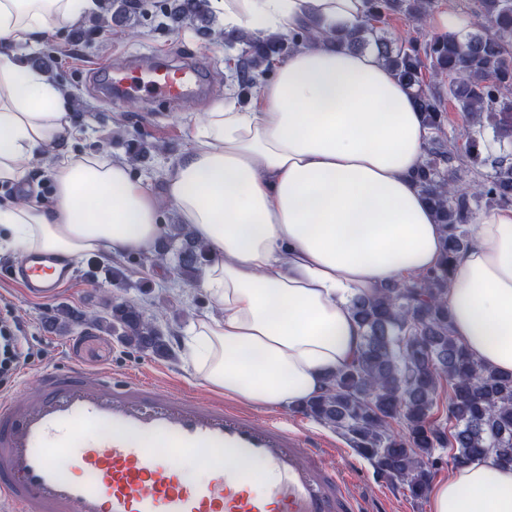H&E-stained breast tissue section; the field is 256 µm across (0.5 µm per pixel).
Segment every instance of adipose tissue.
I'll return each instance as SVG.
<instances>
[{"instance_id": "1", "label": "adipose tissue", "mask_w": 512, "mask_h": 512, "mask_svg": "<svg viewBox=\"0 0 512 512\" xmlns=\"http://www.w3.org/2000/svg\"><path fill=\"white\" fill-rule=\"evenodd\" d=\"M95 0H0V184L25 186L47 157L49 201L0 203V246L72 261L151 255L163 211L210 249L211 310L185 332L196 375L246 405L290 408L323 392L357 355L348 302L426 274L439 227L416 173L427 129L373 53L336 47L365 0H212L225 32H323L274 66L247 108L222 104L168 168L164 195L128 163L71 152L68 98L18 46L96 10ZM451 328L489 368L512 372V206L483 214L455 258ZM430 512H512V468L475 459L434 485Z\"/></svg>"}]
</instances>
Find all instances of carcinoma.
Masks as SVG:
<instances>
[{"instance_id": "1", "label": "carcinoma", "mask_w": 512, "mask_h": 512, "mask_svg": "<svg viewBox=\"0 0 512 512\" xmlns=\"http://www.w3.org/2000/svg\"><path fill=\"white\" fill-rule=\"evenodd\" d=\"M360 25L336 42L352 49H376L385 64L415 97L434 136L425 147L418 180L441 225L442 253L436 267L412 282H395L371 296L350 299L362 329L357 357L326 378L322 395L297 407L298 412L331 427L372 466L407 486L421 499L438 470L437 449H448L457 468L475 457L512 467V374L485 368L451 330L448 286L452 262L469 242L468 223L481 206L512 205V0H477V21L464 33L409 35L397 42L380 25L395 14L422 21L437 0H370ZM177 22L191 20L195 30L212 35L209 0H174ZM318 24L288 38L227 34L241 46L234 63L238 87L248 90L259 76L273 74L276 60L313 36ZM448 77V97L467 121L465 145L445 137L443 95L425 88V73ZM490 121L503 155L492 171L477 172L462 186L454 177L463 159H480L484 121ZM175 258L179 279L191 281L206 258L207 247L184 224L171 225L153 258ZM87 319L125 345L163 357L164 334L155 319L127 301H114L104 315L90 317L69 308L57 310L54 324L65 327ZM448 383V428L431 420L443 383Z\"/></svg>"}]
</instances>
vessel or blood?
<instances>
[{
    "label": "vessel or blood",
    "mask_w": 512,
    "mask_h": 512,
    "mask_svg": "<svg viewBox=\"0 0 512 512\" xmlns=\"http://www.w3.org/2000/svg\"><path fill=\"white\" fill-rule=\"evenodd\" d=\"M102 80L122 96L142 88L175 103L202 89L207 75L196 64L108 67ZM12 278L45 297L71 272L33 253ZM324 455L282 419L164 395L128 376L47 371L36 395L0 400L5 512H361L355 479L325 466ZM184 456L208 464V479L184 478L172 464ZM227 460L234 472H225ZM255 462L265 485L259 497L246 489Z\"/></svg>",
    "instance_id": "1"
}]
</instances>
